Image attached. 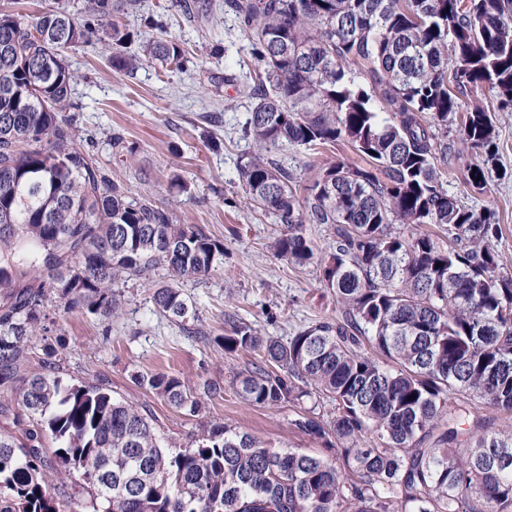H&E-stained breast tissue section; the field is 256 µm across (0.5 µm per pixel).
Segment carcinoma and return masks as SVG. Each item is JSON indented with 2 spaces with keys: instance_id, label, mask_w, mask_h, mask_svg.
I'll list each match as a JSON object with an SVG mask.
<instances>
[{
  "instance_id": "carcinoma-1",
  "label": "carcinoma",
  "mask_w": 512,
  "mask_h": 512,
  "mask_svg": "<svg viewBox=\"0 0 512 512\" xmlns=\"http://www.w3.org/2000/svg\"><path fill=\"white\" fill-rule=\"evenodd\" d=\"M140 0H87L27 18L0 9V409L15 398L22 431L0 430V512H512V429L482 432L484 409L512 414V276L501 271L493 213L448 194L442 135L494 156L491 113L461 97L512 105V0H180L189 19L228 8L251 46L237 197L224 204L280 225L272 249L322 271L340 316L264 336L237 322L224 352L260 351L235 376L246 403L318 397L302 432L336 461L271 448L226 424L186 446L101 385L66 383L46 348L26 375L30 339L51 332L48 300L109 321L116 279L146 278L156 309L204 334L181 284L224 261V242L177 224L148 195L130 197L66 116L78 76L65 52L100 43L108 63L180 70L187 50L152 15L115 19ZM348 145L305 184L277 159L288 148ZM333 237L322 251L309 233ZM403 224L416 229L406 235ZM431 225L439 244L419 231ZM134 381L196 416L214 384L138 371ZM55 449L47 455V442Z\"/></svg>"
}]
</instances>
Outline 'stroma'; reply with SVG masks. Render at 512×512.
Instances as JSON below:
<instances>
[{
	"label": "stroma",
	"mask_w": 512,
	"mask_h": 512,
	"mask_svg": "<svg viewBox=\"0 0 512 512\" xmlns=\"http://www.w3.org/2000/svg\"><path fill=\"white\" fill-rule=\"evenodd\" d=\"M172 0H141L143 13L165 6L169 35L188 60L183 70L159 74L147 65L134 74L113 70L100 46L71 48L66 59L79 77L74 116L81 134L94 137L93 153L125 181L133 195L151 191L154 201L177 223L200 224L224 243V263L209 279L185 281L182 289L196 308L203 335L183 336L178 325L160 315L147 281L117 284L124 307L118 318L101 322L63 302L50 303L54 331L67 344L56 360L64 381L103 384L117 399L152 417L159 432L179 442L206 424H228L268 445L335 458V450L299 432L298 404L260 407L242 401L235 375L258 361V353H224L215 336L229 331L230 319L252 323L263 335L284 338L295 329L336 315V300L324 287L317 267L298 270L276 258L269 245L277 225L258 213L225 206L238 190L236 163L251 151L241 129L253 100L244 89L239 61L250 58V45L233 15L189 20ZM494 113L498 153L485 163L479 153L464 151L456 136L448 138V155L440 168L448 192L465 206L495 213L503 234L495 247L505 273L512 275V112L501 110L492 93L481 96ZM120 134L126 152L113 153L110 138ZM485 166L489 190L475 194L468 170ZM180 174L189 193L168 192L171 174ZM143 370L164 371L197 385L212 381L221 395L205 400L199 415L178 412L132 376Z\"/></svg>",
	"instance_id": "stroma-1"
}]
</instances>
